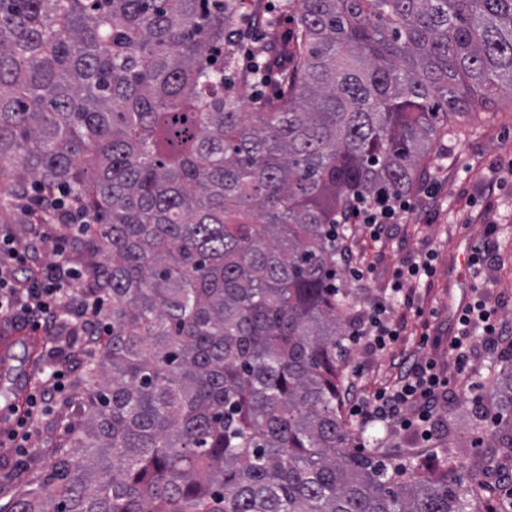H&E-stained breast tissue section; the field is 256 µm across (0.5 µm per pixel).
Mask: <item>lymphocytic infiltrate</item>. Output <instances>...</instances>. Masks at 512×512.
Instances as JSON below:
<instances>
[{"label": "lymphocytic infiltrate", "mask_w": 512, "mask_h": 512, "mask_svg": "<svg viewBox=\"0 0 512 512\" xmlns=\"http://www.w3.org/2000/svg\"><path fill=\"white\" fill-rule=\"evenodd\" d=\"M34 204L47 206L40 223L31 225L25 239L0 236V316L18 330L49 331L65 317H72L80 335L97 340L103 326V303L81 294L83 271L70 266L60 245L67 238L86 235L87 218L69 224L55 222L51 211L64 209L61 197L34 189ZM412 209L410 199L401 195L371 199L356 196L344 223L360 224L374 239L388 234L392 225L401 223ZM436 273L435 253L416 255L392 273L389 295L373 298L363 311L359 325L349 342L374 353L391 349L402 332L393 319L397 304L411 305L412 287L430 280ZM498 301L487 289H475L468 302L459 305L454 314V330L448 338V354L459 368H466L476 347L471 339L474 330H481L486 347L512 350V325L499 312ZM44 377L29 394L26 408L9 434L17 443L18 458H25L26 441L36 432V424L52 412V402L67 392L69 366L63 361L47 362ZM449 380L430 357L406 367L396 381L376 390L371 398L351 399L349 412L361 422H381L411 432L422 440H430L428 427L447 390Z\"/></svg>", "instance_id": "f902f5d3"}]
</instances>
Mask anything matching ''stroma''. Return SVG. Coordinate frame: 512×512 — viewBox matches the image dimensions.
Wrapping results in <instances>:
<instances>
[{
	"mask_svg": "<svg viewBox=\"0 0 512 512\" xmlns=\"http://www.w3.org/2000/svg\"><path fill=\"white\" fill-rule=\"evenodd\" d=\"M511 172L512 96L504 94L496 113L455 119L449 134L435 140L429 173L410 194L417 210L396 227L393 237L377 241L360 226L350 225L354 257L372 269L361 284L365 298L383 294L392 271L410 257L431 248L437 260L433 280L417 284L412 295L415 306L430 313V321L396 309L395 316L404 325L399 340L391 351L378 355L352 349L344 367L346 391L372 394L395 379L398 363L404 358L446 357L453 310L472 292L465 279V246L482 234L489 222L497 224L498 230L487 286L494 297L503 300L505 314L512 315V182L505 189L497 187L499 179ZM425 331L430 337L424 344L420 335ZM447 373L450 384L437 415L450 417L451 429L437 428L428 442L409 433L390 432L381 456L397 465L415 458L427 467L445 457L453 460L458 475L469 476L471 463L479 454L478 449L464 445L472 423L471 379L453 367ZM66 422L65 405L56 401L54 422L41 427L39 436L29 443L28 468L45 463L63 439Z\"/></svg>",
	"mask_w": 512,
	"mask_h": 512,
	"instance_id": "obj_1",
	"label": "stroma"
}]
</instances>
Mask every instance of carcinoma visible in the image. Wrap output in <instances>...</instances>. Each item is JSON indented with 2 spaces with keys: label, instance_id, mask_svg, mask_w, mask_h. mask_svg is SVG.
Listing matches in <instances>:
<instances>
[{
  "label": "carcinoma",
  "instance_id": "obj_1",
  "mask_svg": "<svg viewBox=\"0 0 512 512\" xmlns=\"http://www.w3.org/2000/svg\"><path fill=\"white\" fill-rule=\"evenodd\" d=\"M287 8L290 30L241 0H0V217L62 192L112 319L78 349L66 443L0 481V512H482L452 462L355 446L363 298L330 224L355 194H407L439 131L512 89V0ZM492 377L479 470L512 449V356Z\"/></svg>",
  "mask_w": 512,
  "mask_h": 512
}]
</instances>
